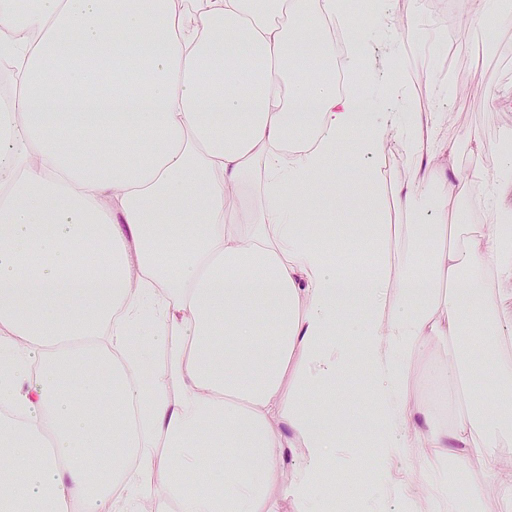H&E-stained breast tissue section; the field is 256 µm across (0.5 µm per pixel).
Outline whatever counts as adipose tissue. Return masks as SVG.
I'll use <instances>...</instances> for the list:
<instances>
[{
    "instance_id": "1",
    "label": "adipose tissue",
    "mask_w": 512,
    "mask_h": 512,
    "mask_svg": "<svg viewBox=\"0 0 512 512\" xmlns=\"http://www.w3.org/2000/svg\"><path fill=\"white\" fill-rule=\"evenodd\" d=\"M329 22L353 41L365 19L345 0H203L196 12L186 0H36L22 21L0 0V51L19 71L0 112V512H139L145 500L153 512H281L287 498L318 512L336 383L360 360L382 457L408 464L421 448L465 462L512 512L500 466L512 400L471 401L445 423L408 404L412 359L444 344L464 375L478 336L512 388V335L486 280L512 281V180L471 175L494 205L493 239L449 223L459 180L431 162L438 116L421 120L401 84L387 123L340 95ZM313 130L312 146L282 158L288 135ZM394 140L408 167L395 204H429L432 223H386L361 190ZM349 144L372 161L339 190L361 218L349 243L372 244L368 278L338 270L332 228L308 222ZM257 170L253 214L240 193ZM160 445L168 465L143 482L130 462ZM298 446L296 479L274 491Z\"/></svg>"
}]
</instances>
